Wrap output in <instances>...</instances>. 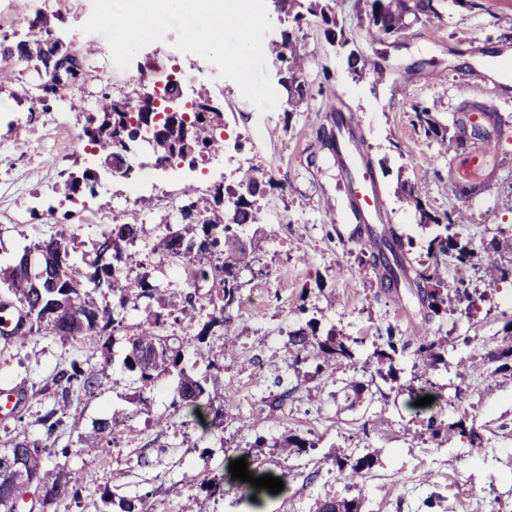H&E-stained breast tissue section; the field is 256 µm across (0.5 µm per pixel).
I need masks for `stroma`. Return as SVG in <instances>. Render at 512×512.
Wrapping results in <instances>:
<instances>
[{"label":"stroma","mask_w":512,"mask_h":512,"mask_svg":"<svg viewBox=\"0 0 512 512\" xmlns=\"http://www.w3.org/2000/svg\"><path fill=\"white\" fill-rule=\"evenodd\" d=\"M356 2L336 0V18L362 56L381 63L382 76L353 77L344 54L310 17L300 31L310 57V94L294 112L280 107L262 113L234 81L218 78L215 66L177 50L176 33L145 46L121 70L112 65L106 40L81 30L92 0H0V38L38 37L33 22L42 15L54 36L73 51L88 53L71 96L49 100L48 110L31 109L27 91L39 77L30 64L15 63L12 82L0 89V101L8 105L0 112V266L56 234L70 237L72 261L92 262L104 226L119 223L134 206L143 230L128 250L142 260L143 274L177 312L185 293L178 264L150 252L162 219H176L187 199H208L218 185H236L251 167L275 183L264 200L266 223L237 233V245L250 263L236 268L241 304L232 311L238 333L234 350L225 351L220 328L201 341L196 328L177 329L187 340L183 365L188 373L201 374L212 362L222 369L224 389L212 401L213 414L223 417L220 427L203 430L173 408L177 374L163 376L158 387L141 393L135 372L124 367L128 338L156 310L155 302L130 300L120 311L121 328L94 354L38 336L21 349L0 341V383L29 393L49 386L71 361L90 357L101 367V392L73 397L52 437L50 465L90 476L80 506L69 512H100L106 488L128 499L149 496L153 512H182L188 503L194 512H315L319 501L342 495L357 499L361 512H512V379L497 374L493 363L479 361L496 349L512 320V284L479 271L469 284L479 298L476 308H460L428 323L415 289L385 293L372 268L361 262L363 245L354 224L342 217L346 182L322 139L331 126L324 105L333 99L354 117L382 194L384 225L413 241L408 259L414 266L429 264V243L438 229L421 225L414 204L399 190L404 181L417 185L423 202L437 213L463 211L467 220L456 232L475 248L511 234L512 84L503 85L489 69L512 63V0H477L473 8L443 0L438 16L413 22L394 42L367 37ZM157 65L163 74L181 77L186 95L206 90L223 114V151L193 168L164 167L143 142L128 159L133 168L152 169L155 186L136 205L127 201V178L109 173H101L96 196L66 198L68 174L100 167L95 153L75 141L98 100L133 94L139 71ZM416 101L431 107L457 141L455 153L486 149L478 194L453 188L451 155L415 126L411 105ZM484 102L492 107L485 118L474 113ZM310 325L321 338L332 331L347 337L354 360L322 373L312 361L293 367L288 334ZM422 328L445 343L443 361L429 372L439 395L431 414L445 427L436 438L405 390L413 378V349L397 362L393 384L370 387L354 405L343 392L349 383L368 382L377 368L374 345L386 330L413 339ZM283 391L287 401L275 403ZM52 403L49 395L26 402L22 423L0 421V448L17 435L43 439L37 420ZM106 415L116 427L103 451L95 457L78 454L80 436ZM459 421L482 434L480 455L469 456L468 438L452 428ZM291 435L306 440L307 448L279 454L278 444ZM365 456L371 464L363 478L345 488L337 459ZM240 457L250 470L287 473V489L251 497L247 483L233 479L228 469ZM187 472L223 478V496L180 493Z\"/></svg>","instance_id":"35a3bbf8"}]
</instances>
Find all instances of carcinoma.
<instances>
[{"instance_id": "carcinoma-1", "label": "carcinoma", "mask_w": 512, "mask_h": 512, "mask_svg": "<svg viewBox=\"0 0 512 512\" xmlns=\"http://www.w3.org/2000/svg\"><path fill=\"white\" fill-rule=\"evenodd\" d=\"M333 0H275L279 13L288 19V27L280 30L279 35L266 41L271 54L282 63L278 68V84L288 95V105L296 107L308 97L309 85L306 79L305 55L298 37L306 15L321 19L323 34L333 45L344 48L349 45L344 32L338 29L336 14L331 6ZM365 3V31L373 39L384 41L400 35L412 17L438 14L437 0H363ZM54 46L46 39L19 40L12 45L0 42V85L12 80L11 61L37 62L45 72L54 67L52 56ZM83 66L71 71L63 80L53 82L49 94L64 98L72 92L81 80ZM417 122L428 137L436 138L441 146L448 150L447 136L439 131L430 108L420 102L411 105ZM162 108L158 106L156 96L151 92L138 93L119 100L103 98L97 113L91 116L83 128V136L98 152L103 167L114 173L121 172L125 157L140 140L139 130L147 127L151 130L148 144L156 155V163L171 165L187 162L194 166L198 160L217 154L224 147V140L218 133L224 129L219 124L221 113L210 111L206 98L200 96L193 100L192 109L158 118ZM99 173L85 170L81 176H69L64 182L66 196L77 193L96 195ZM274 186L272 178L258 169L245 170L236 186L215 189L213 203L221 206L229 202L233 206V215L229 223L224 217L212 213L210 206L200 205L198 201L184 204L180 210L183 224L198 225L200 232L192 235L171 230L165 225V232L159 235L151 248V253L165 257L183 258L194 267V289L185 294L186 306L182 312L195 318L206 315L198 337L207 335L214 326L224 328V347L233 341V320L229 309L237 302L239 290L234 267L240 259L234 257L226 261L224 255L230 253V247L236 239L233 226L261 224L264 211L258 204L268 189ZM407 194L421 214L420 223L435 225L444 229L429 244V250H437L448 256L453 263L459 282H464L472 270H479L492 254L512 256V236L494 239L482 249L477 250L468 243H462L456 235L448 234L450 229L463 222L465 215L443 216L428 210L416 189L411 187ZM142 230L139 213L132 209L124 214L123 222L110 224L102 231L96 243V259L79 267L69 261V241L63 237L51 236L37 242L32 251L40 254L39 272L46 274L42 288H25L29 283L30 271L23 259L0 268V337L6 344L25 345L33 336L58 339L62 342L82 341L90 350L97 345L105 333L115 327V307L126 306L130 297L147 298L159 305H166V299L159 289L146 278H130L129 271L142 265L136 255L125 251V245L134 241ZM358 233L367 235L373 241L372 250L365 263L376 272L380 284L387 289L407 286L417 288L420 305L425 310L424 319L429 322L445 308L457 303L467 302V307L475 305V300L467 289H454L453 294L443 293L441 288V265L435 263L423 269L412 267L407 261L403 239L393 231L379 234L366 225L358 227ZM220 276L219 288L215 293H199L200 281ZM107 289L117 299L114 306H99L90 293ZM12 321L8 328L1 327L4 321ZM167 319L158 311L137 326L136 333L129 337V352L123 364L125 368L137 374V382L142 390L153 389L158 380L175 369L179 371V385L173 397L172 405L177 410L186 411L190 422L200 426L206 423L205 408L211 405L212 395L223 388L220 377L207 373L200 378L190 376L182 367L184 339L166 335ZM503 331L497 352L492 356L495 362H501L494 373L512 374V320ZM288 342L293 353V366L314 357L321 360L318 371L333 369L354 359V351L344 339L335 333L328 334L321 341L309 335L305 329L288 334ZM410 342L393 334L387 329L383 343L376 346L373 357L379 364L388 365V369H377L383 380L396 379V356L404 352ZM444 345L441 341L422 334L416 340L415 356L419 378L427 377L429 371L443 360ZM52 385L56 386L54 403L38 424L44 428L45 440L29 441L27 437H15L11 440L10 453L20 461V468L26 480L16 484L0 480V506L5 512H15V508L25 499H30V508L37 512H58L57 504L69 500L81 503L83 484L88 475L72 476L58 470L46 469L47 441L53 436L59 423L57 414L71 405L74 394L94 397L103 387L102 373L90 362L73 361L69 367L55 373ZM114 429V421L101 418L96 424L95 434L84 439L81 451L94 455L100 447L98 435ZM336 466L346 485L350 486L363 477V469L370 466V459L364 458L353 465L338 459ZM183 487L192 490L199 488L208 496L223 495L220 483L200 476L186 475ZM105 504H118L120 512H146V498L128 500L123 497L114 500L111 489L101 494ZM316 512H357L354 500L345 497H329L320 502Z\"/></svg>"}]
</instances>
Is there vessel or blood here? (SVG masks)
<instances>
[{
  "label": "vessel or blood",
  "mask_w": 512,
  "mask_h": 512,
  "mask_svg": "<svg viewBox=\"0 0 512 512\" xmlns=\"http://www.w3.org/2000/svg\"><path fill=\"white\" fill-rule=\"evenodd\" d=\"M336 162L347 179L348 204L356 221L361 224L379 222L383 210L381 192L364 163L360 141L341 140Z\"/></svg>",
  "instance_id": "b4317fda"
}]
</instances>
